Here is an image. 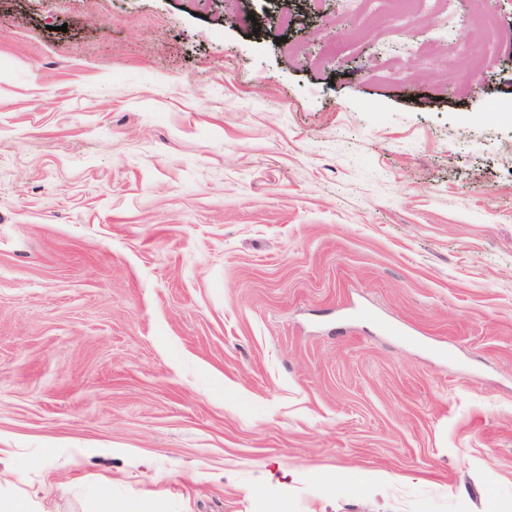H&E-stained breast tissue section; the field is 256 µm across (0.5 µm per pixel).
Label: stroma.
Wrapping results in <instances>:
<instances>
[{
  "mask_svg": "<svg viewBox=\"0 0 512 512\" xmlns=\"http://www.w3.org/2000/svg\"><path fill=\"white\" fill-rule=\"evenodd\" d=\"M0 0V495L512 512V0ZM361 14L374 12L375 15L382 13L389 5L409 4L411 11L419 12L425 0H358Z\"/></svg>",
  "mask_w": 512,
  "mask_h": 512,
  "instance_id": "obj_1",
  "label": "stroma"
}]
</instances>
